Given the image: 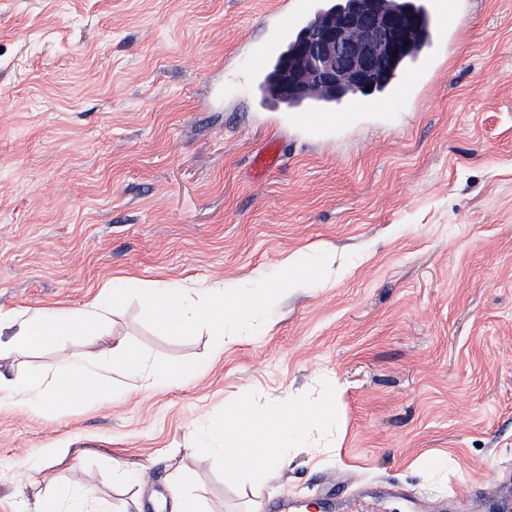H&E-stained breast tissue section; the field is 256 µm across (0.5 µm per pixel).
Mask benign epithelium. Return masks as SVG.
<instances>
[{"mask_svg":"<svg viewBox=\"0 0 512 512\" xmlns=\"http://www.w3.org/2000/svg\"><path fill=\"white\" fill-rule=\"evenodd\" d=\"M421 29V18L408 8L395 10L386 0H344L285 49L274 91L285 99L364 93L382 65L392 68L411 53Z\"/></svg>","mask_w":512,"mask_h":512,"instance_id":"1","label":"benign epithelium"}]
</instances>
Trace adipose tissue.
I'll return each instance as SVG.
<instances>
[{"label": "adipose tissue", "instance_id": "1", "mask_svg": "<svg viewBox=\"0 0 512 512\" xmlns=\"http://www.w3.org/2000/svg\"><path fill=\"white\" fill-rule=\"evenodd\" d=\"M129 283H116L104 295L96 298L91 309L56 308L43 311L23 321H8V340L1 345L7 353L17 356L56 342L65 336L103 335L107 316L113 307L132 292ZM154 317L173 336H183L200 327L223 333L231 314L242 307L258 306L261 299L273 298L275 289H254L228 296L223 286H215L199 302H189L182 289L176 287L144 288L139 291ZM124 370L156 378L157 372L142 353L125 341L113 342L112 351L99 365L98 373H89L77 357L60 359L52 372H27L8 379L0 375V401L14 402L17 393L35 394L39 405L60 407L74 401L109 402L112 394L111 373ZM334 390H327L325 400L318 405H302L278 401L262 410L253 411L239 406L225 411L219 425L222 434L233 437L234 444L225 449V470L228 476L247 472L257 483H264L268 467L280 459L296 431L293 424L298 416L318 423L332 417Z\"/></svg>", "mask_w": 512, "mask_h": 512}]
</instances>
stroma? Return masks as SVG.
Listing matches in <instances>:
<instances>
[{
	"mask_svg": "<svg viewBox=\"0 0 512 512\" xmlns=\"http://www.w3.org/2000/svg\"><path fill=\"white\" fill-rule=\"evenodd\" d=\"M282 0H0V316L83 308L118 277L259 288L299 264L274 306L223 336L167 334L129 294L106 333L17 358L95 366L122 338L154 382L113 375L112 399L0 404V512H34L47 481L89 485L106 512H277L403 490L455 512L512 476V0H462L412 91L387 113L360 97L310 136L264 100L247 54ZM280 158L255 159L269 142ZM263 490L224 472L226 409L320 402Z\"/></svg>",
	"mask_w": 512,
	"mask_h": 512,
	"instance_id": "obj_1",
	"label": "stroma"
}]
</instances>
